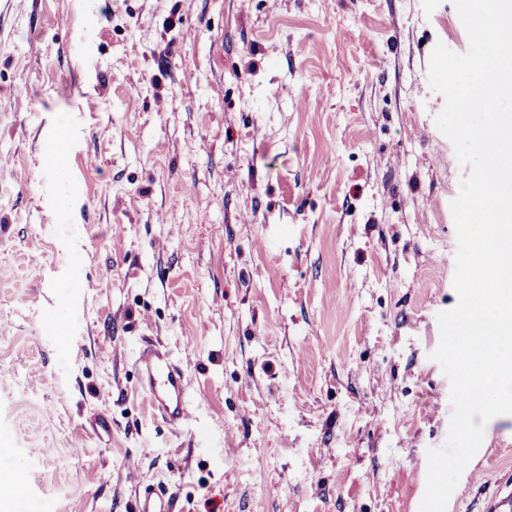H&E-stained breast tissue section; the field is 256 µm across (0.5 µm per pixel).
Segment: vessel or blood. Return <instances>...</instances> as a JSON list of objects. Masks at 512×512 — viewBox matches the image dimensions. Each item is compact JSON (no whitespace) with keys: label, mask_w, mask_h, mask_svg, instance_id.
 <instances>
[{"label":"vessel or blood","mask_w":512,"mask_h":512,"mask_svg":"<svg viewBox=\"0 0 512 512\" xmlns=\"http://www.w3.org/2000/svg\"><path fill=\"white\" fill-rule=\"evenodd\" d=\"M137 365L139 382L157 415L168 425H187L192 413L187 403L189 376L186 369L163 346L148 344L140 348ZM173 495L164 489H146L138 512H172Z\"/></svg>","instance_id":"vessel-or-blood-1"}]
</instances>
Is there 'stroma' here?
Listing matches in <instances>:
<instances>
[{"instance_id": "stroma-1", "label": "stroma", "mask_w": 512, "mask_h": 512, "mask_svg": "<svg viewBox=\"0 0 512 512\" xmlns=\"http://www.w3.org/2000/svg\"><path fill=\"white\" fill-rule=\"evenodd\" d=\"M439 41L451 0H0V512H419L469 173ZM509 485L502 414L447 512ZM137 365L139 382L156 414L168 425H187L192 413L187 403L189 376L164 346L146 344L140 348ZM173 494L165 489L147 488L139 500L138 512H172Z\"/></svg>"}]
</instances>
